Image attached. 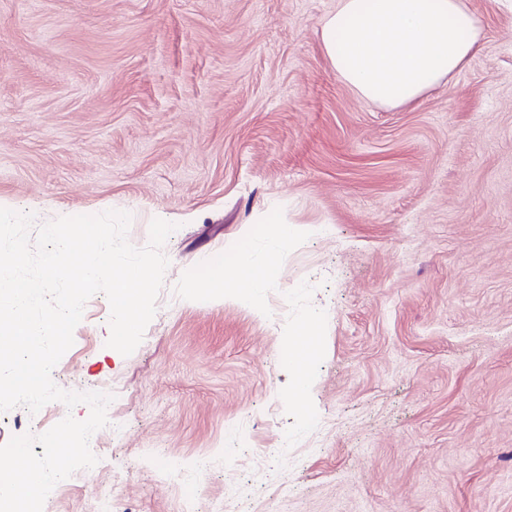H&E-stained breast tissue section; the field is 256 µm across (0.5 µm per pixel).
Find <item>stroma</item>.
I'll return each instance as SVG.
<instances>
[{
	"label": "stroma",
	"mask_w": 512,
	"mask_h": 512,
	"mask_svg": "<svg viewBox=\"0 0 512 512\" xmlns=\"http://www.w3.org/2000/svg\"><path fill=\"white\" fill-rule=\"evenodd\" d=\"M465 2L480 52L385 109L323 55L336 0H0V206L126 211L137 247L177 226L137 349L108 347L98 293L52 371L124 388L122 436L91 446L120 512H180L146 448L215 456L199 512L232 478L236 512H512V5ZM277 198L296 237L258 309L191 296L265 258ZM306 329L300 401L283 354ZM89 413L13 408L0 446Z\"/></svg>",
	"instance_id": "stroma-1"
}]
</instances>
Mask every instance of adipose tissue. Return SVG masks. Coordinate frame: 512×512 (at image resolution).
<instances>
[{"mask_svg": "<svg viewBox=\"0 0 512 512\" xmlns=\"http://www.w3.org/2000/svg\"><path fill=\"white\" fill-rule=\"evenodd\" d=\"M323 53L340 80L381 107L416 104L478 53L483 26L463 0H337L318 23ZM261 223L275 225L264 261L241 257L223 275L196 284L198 294L252 303L276 282V264L294 237L284 204Z\"/></svg>", "mask_w": 512, "mask_h": 512, "instance_id": "ef3b65f1", "label": "adipose tissue"}]
</instances>
